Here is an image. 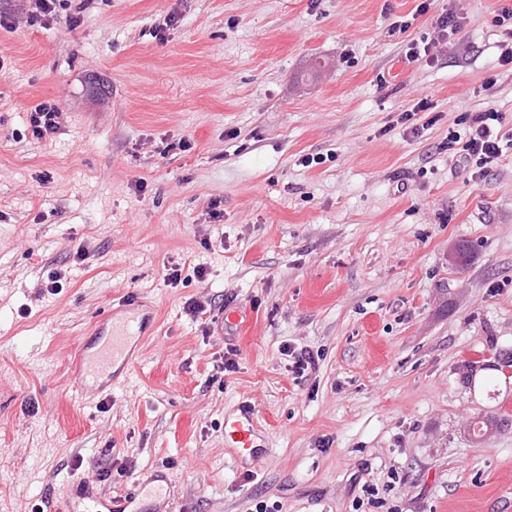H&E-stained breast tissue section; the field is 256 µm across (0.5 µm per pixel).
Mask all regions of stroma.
I'll list each match as a JSON object with an SVG mask.
<instances>
[{"label": "stroma", "mask_w": 512, "mask_h": 512, "mask_svg": "<svg viewBox=\"0 0 512 512\" xmlns=\"http://www.w3.org/2000/svg\"><path fill=\"white\" fill-rule=\"evenodd\" d=\"M420 2L0 0V512L159 473L143 512H512V425L464 433L512 415V150L476 177L457 142L489 102L512 129V0ZM130 317L128 370L78 392ZM244 402L254 463L224 451ZM64 112L59 104L53 101H44L29 112V126L33 137L43 139L49 134L56 133L63 121Z\"/></svg>", "instance_id": "1"}]
</instances>
